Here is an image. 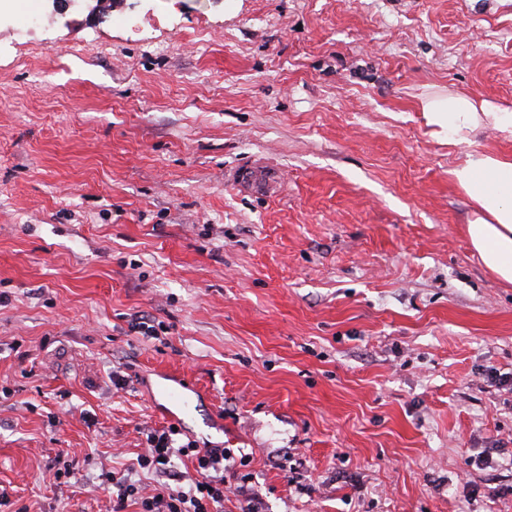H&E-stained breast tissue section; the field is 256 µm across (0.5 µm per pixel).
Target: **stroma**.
<instances>
[{
  "instance_id": "stroma-1",
  "label": "stroma",
  "mask_w": 512,
  "mask_h": 512,
  "mask_svg": "<svg viewBox=\"0 0 512 512\" xmlns=\"http://www.w3.org/2000/svg\"><path fill=\"white\" fill-rule=\"evenodd\" d=\"M448 93L512 111V0H0V512H109L173 424L262 512H512V284L451 176L512 141L433 137ZM235 181L240 190L257 195H269L275 186L273 173L260 163L241 169ZM171 383H163L159 386V392L169 405L173 417L181 418L183 413L189 412L194 405L193 397L188 388L179 380L166 379Z\"/></svg>"
}]
</instances>
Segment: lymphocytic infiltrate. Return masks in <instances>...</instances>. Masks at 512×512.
<instances>
[{"mask_svg": "<svg viewBox=\"0 0 512 512\" xmlns=\"http://www.w3.org/2000/svg\"><path fill=\"white\" fill-rule=\"evenodd\" d=\"M177 454L192 460L196 475L188 484L174 487L163 477ZM237 466L224 449L201 447L197 441L179 438L169 427L153 429L146 434V447L137 456L132 473H102L101 487L112 497L111 512H125L131 504L138 505L139 512H222L230 491L224 473ZM136 471L156 476V484L148 487L134 480Z\"/></svg>", "mask_w": 512, "mask_h": 512, "instance_id": "1", "label": "lymphocytic infiltrate"}]
</instances>
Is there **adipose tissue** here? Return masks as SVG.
<instances>
[{"label":"adipose tissue","instance_id":"obj_1","mask_svg":"<svg viewBox=\"0 0 512 512\" xmlns=\"http://www.w3.org/2000/svg\"><path fill=\"white\" fill-rule=\"evenodd\" d=\"M422 115L432 136L451 145L470 143L480 129L512 140V111L461 94L423 99ZM451 175L473 205L466 226L473 249L492 275L512 283V155L476 150Z\"/></svg>","mask_w":512,"mask_h":512}]
</instances>
